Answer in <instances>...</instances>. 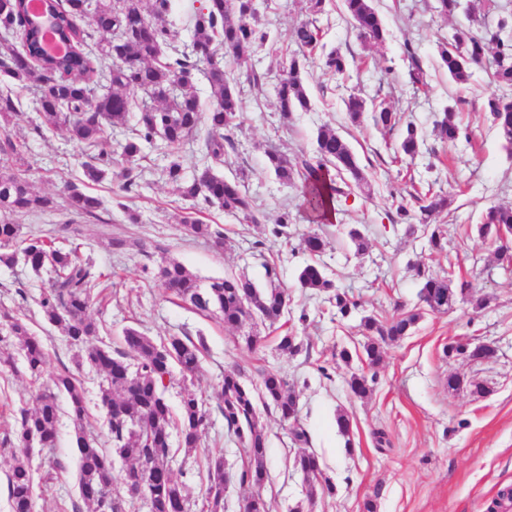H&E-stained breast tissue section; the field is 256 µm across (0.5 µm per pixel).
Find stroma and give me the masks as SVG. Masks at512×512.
<instances>
[{"label":"stroma","mask_w":512,"mask_h":512,"mask_svg":"<svg viewBox=\"0 0 512 512\" xmlns=\"http://www.w3.org/2000/svg\"><path fill=\"white\" fill-rule=\"evenodd\" d=\"M257 17L271 33L272 42L258 49L251 63L265 73L258 87H245L241 126L234 134L236 151L220 172L232 177L244 174L245 185L255 197L257 223H242L223 210L203 209L201 218L224 229L223 248L186 237L180 224L191 201L167 183L162 169L165 157L145 146L140 195L131 199L117 179L91 185L104 208L99 217H70L64 209L22 215L24 233L44 234L54 224L71 219L80 230L77 242L84 259L105 276L91 316L98 326L96 343L112 344L124 328L133 327L154 341L173 336L204 337L206 348L201 370L184 376L173 368L165 397L178 407L184 393L192 391L205 401L209 426L201 445L185 452L173 445V468L190 484L188 512H202L206 453L224 455L231 479L224 493V512H239L252 491L241 482L246 465L243 448L228 433L217 408L216 394L225 368L241 367L244 381L256 386L259 369L280 371L300 395L299 419L325 476L334 485L330 494L308 498V485L294 467L298 447L289 427L276 415L266 417L268 476L261 489L271 512H362L364 500L373 499L377 512H486L499 488L512 485V270L495 258V246L474 230L481 209L488 203H512V155L492 126L485 110L496 87L483 70H475L470 82L460 86L439 67L435 44L438 36L468 24L466 15L442 19L434 0H374L390 31L380 45L362 44L343 15L341 0H326L318 24L326 48L366 58L367 64L346 82L328 79L319 67H308L304 83L311 107L294 112L284 121L277 104V89L288 60L295 51L291 34L310 16L307 0H254ZM412 44L427 74L429 89L414 93L404 58L405 44ZM367 102L385 103L405 120L424 131L445 107L461 112L469 140L445 146L429 140V153L415 161L396 158L398 132L381 134L370 120L350 125L342 100L349 94ZM20 109L6 132L29 146V181L35 192L63 202L68 186L78 183L82 165L91 152L70 140L66 130L39 132L34 87L19 89ZM330 125L343 135L366 166L369 192L353 190L336 205L333 220L312 221L301 206L295 188L283 185L266 167L265 151L277 148L288 158L313 153L316 134ZM435 183L451 199L439 223L448 242L443 254L428 250L424 238L406 235L393 223L394 198L406 195L411 179ZM289 213L282 237L272 229L277 215ZM365 235L367 250L355 255L347 243L349 228ZM315 231L329 246L319 261L335 285L360 305L361 313L385 318L400 311L418 309L419 284L412 270L422 264L447 273L452 282L474 283L476 295L486 300L483 309L456 301L445 314L423 312L410 335L386 344L377 366V382L369 399L353 398L347 381L363 367L359 359L332 365L340 349L362 350L365 341L358 316L339 319L325 296H312L296 286L298 269L309 262L300 239ZM127 246L114 251L113 239ZM181 262L202 279L243 273L258 287L277 283L288 289L291 301L285 322L301 337L304 347L291 357L278 350L279 332L267 324L251 326L257 346H248L245 334L226 330L216 318L206 319L176 303L159 278L161 256ZM48 274L33 272L23 263L0 264V304L24 318L47 346L46 375L73 366L76 348L67 345L61 330L46 323L37 301L48 284ZM307 320H300V313ZM477 339L495 347L489 361L448 358L443 348L451 341ZM329 373H321V366ZM461 380L449 388V377ZM484 385L473 393L470 385ZM38 388L23 367L0 370V439L13 435V410L35 403ZM348 411L349 435L336 427L337 411ZM384 431L388 442L377 445L374 434ZM35 512H72L80 504L78 452L69 418H61L56 447L33 448Z\"/></svg>","instance_id":"obj_1"}]
</instances>
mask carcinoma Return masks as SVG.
I'll list each match as a JSON object with an SVG mask.
<instances>
[{
  "instance_id": "carcinoma-1",
  "label": "carcinoma",
  "mask_w": 512,
  "mask_h": 512,
  "mask_svg": "<svg viewBox=\"0 0 512 512\" xmlns=\"http://www.w3.org/2000/svg\"><path fill=\"white\" fill-rule=\"evenodd\" d=\"M55 32L69 40L71 51L47 58L40 53L43 36L29 25L20 0H0V77L21 87L35 83L41 125L47 129L64 127L71 139L92 148L103 139L106 127L125 130L119 143V158L97 155L83 166V183L98 184L119 166L121 189L131 193L139 186L143 145L160 144L172 150L194 138L201 123L207 131L200 142V166L186 177L182 164L171 159L164 169L166 180L175 184L182 197L196 205H216L224 212L247 223L256 221V203L243 180L218 174L215 165L228 162L235 150L234 133L240 126L242 81L258 86L265 74L249 66L252 55L270 40V32L259 23L252 0H204L191 15L195 55L163 56L170 31L162 24L171 0H51ZM344 14L357 36L364 42L382 44L389 32L373 0H343ZM435 11L443 18L471 12L464 0H435ZM86 21L112 38L98 42L80 27ZM320 28L307 21L293 33L297 50L278 89V107L288 119L298 109L307 110L310 99L304 86V74L312 64H319L324 74L344 78L355 59L338 49L323 51ZM441 67L458 84H466L474 69L487 63L498 87L512 89V25L502 16L492 24L477 18L468 26L454 29L450 37L436 45ZM408 75L416 89L427 86L426 74L415 49L405 44ZM204 75L212 100L208 111L200 106L193 85L195 73ZM347 120L360 124L367 110L366 100L351 94L344 100ZM18 111V100L6 89L0 94V121L8 123ZM486 111L493 127L512 150V99L506 94H492ZM371 120L381 129L392 131L401 117L382 104L372 107ZM433 132L445 144L468 137L459 113L448 106L435 121ZM426 143L425 134L409 123L401 131L397 154L413 159ZM0 154L14 169L0 172V263L11 266L23 259L38 272L51 267L54 277L38 306L45 321L61 329L72 345L79 348L77 366L88 365L100 377L102 406L106 409L114 452L97 446L84 435L86 398L83 383L67 367L50 377L39 391L31 409L18 411L16 440L6 437L0 443L9 446L12 463L7 473L11 512H34L33 471L29 448L23 439L33 437L41 448L56 447L61 408L57 394L68 398V411L78 450L79 495L87 512H124V501L112 497V484L137 480L144 493L138 496L149 512H185L190 497L189 486L179 480L172 468L171 435L177 432L180 445L187 451L198 448L208 424L204 401L194 393L182 397L178 412H173L164 392L174 365L186 375L200 369L203 337L193 340L172 337L157 343L135 328L123 330L115 347L92 342L97 325L90 316L92 294L101 275L72 246L76 228L59 224L48 236L22 234V226L8 215L44 212L55 207L53 198L35 193L24 177L26 158L22 147L10 136L0 138ZM266 164L284 184L302 181L303 205L320 217L335 210V204L352 189L369 186L366 169L349 142L336 129L324 125L316 137L315 154L290 161L276 150L266 153ZM102 200L87 191L72 187L68 196L71 212L96 217ZM448 210V195L427 186L413 188L409 198L395 205L394 222L407 225L406 234H419L428 249L445 251V236L436 217ZM186 234L224 243V232L217 224H206L188 214L183 220ZM475 230L479 238L497 247V261L512 265V246L503 234L512 230V205L487 204L479 215ZM301 246L312 256L327 248L326 239L310 232L302 235ZM420 280V297L432 312L446 313L456 296L469 299L476 309L485 299L473 294L475 285L462 281L458 288L452 281L424 267H415ZM157 277L181 304L204 317L219 316L224 328L244 329L259 318L273 326L280 322L288 306L287 289L273 285L264 290L244 275L228 273L222 278L203 282L181 263L163 257ZM297 282L305 291L329 294L336 316L347 319L359 311V304L335 289L325 268L316 261L302 266ZM421 317L418 311L380 319L375 315L360 318L359 327L367 337L363 362L374 369L380 362L383 343L397 342L408 335ZM0 335L17 339L24 366L38 381L45 372L47 352L41 337L8 309L0 311ZM278 349L291 356L303 350V342L294 333L279 337ZM239 368L224 371L217 394V407L224 416L228 432L235 435L249 458L240 481L261 488L267 477V433L262 412H274L289 425L292 441L308 443L300 425L298 394L288 380L273 370L259 371V386L247 387ZM377 374L362 371L347 380L350 392L366 399L374 390ZM125 462L120 475H114L112 454ZM295 467L310 487V494L332 493L334 485L324 476L317 457L303 451L295 458ZM208 484L205 492L208 512H224V458L207 457Z\"/></svg>"
}]
</instances>
